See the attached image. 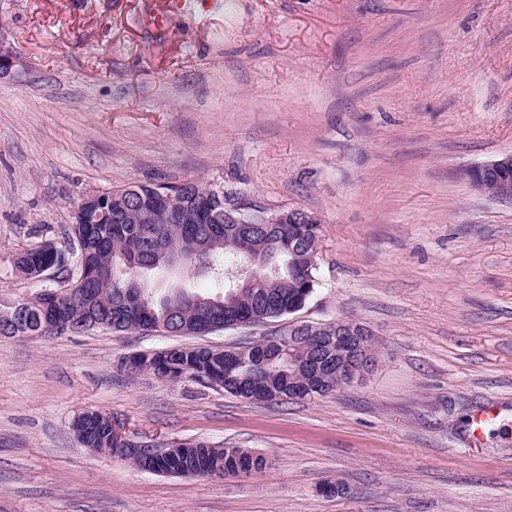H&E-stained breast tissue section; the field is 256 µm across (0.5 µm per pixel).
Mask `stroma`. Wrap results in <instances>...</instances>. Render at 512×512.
<instances>
[{"mask_svg":"<svg viewBox=\"0 0 512 512\" xmlns=\"http://www.w3.org/2000/svg\"><path fill=\"white\" fill-rule=\"evenodd\" d=\"M0 45V305L76 277L14 261L70 250L90 193L195 180L322 223L292 318L0 335V512H512V204L459 175L512 153V0H0ZM336 320L371 331L376 362L326 397L249 402L123 364ZM88 408L264 466L144 472L77 442ZM49 255L45 252L35 250V248L27 250H21L15 257V266L24 275L30 278H38L39 268L49 260Z\"/></svg>","mask_w":512,"mask_h":512,"instance_id":"stroma-1","label":"stroma"}]
</instances>
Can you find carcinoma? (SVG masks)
Wrapping results in <instances>:
<instances>
[{
  "label": "carcinoma",
  "instance_id": "obj_1",
  "mask_svg": "<svg viewBox=\"0 0 512 512\" xmlns=\"http://www.w3.org/2000/svg\"><path fill=\"white\" fill-rule=\"evenodd\" d=\"M136 197H110V206L121 214H133L152 202V189L139 187ZM321 224H258L241 233L234 224H73L69 235L84 243L81 261L95 270H111L107 276H92L66 296L73 315L86 319L98 315L103 326L117 332L157 329L164 320L178 334H209L242 324L261 323L298 311L309 301L317 284V268L302 260L306 248L321 237ZM267 253L278 262L279 272L260 279L240 281V286L220 292H196L185 288L153 293L145 283L150 271L179 267L186 274L228 281V276L251 266L258 254ZM49 255L32 249L15 257L24 275L39 277V268ZM42 297L25 302V320L12 335L37 336L45 323ZM148 367L158 378L199 380L210 375L227 377L235 387L232 395L259 399L264 382L240 378L239 370L224 358L222 349L179 347L148 352ZM273 383L287 382L288 365L272 361ZM85 448H109L110 415L94 408L84 410L72 424ZM162 466L184 473L238 475L258 470L263 458L239 448H217L204 442L178 448L163 459Z\"/></svg>",
  "mask_w": 512,
  "mask_h": 512
}]
</instances>
